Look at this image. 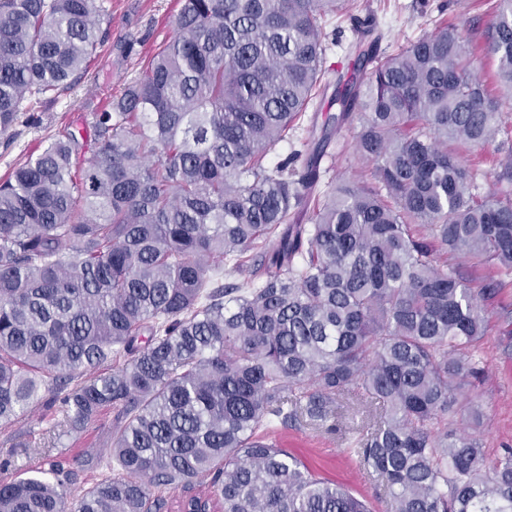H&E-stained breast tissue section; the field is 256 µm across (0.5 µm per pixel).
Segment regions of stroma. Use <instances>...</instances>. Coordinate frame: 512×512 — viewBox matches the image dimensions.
I'll return each instance as SVG.
<instances>
[{"mask_svg":"<svg viewBox=\"0 0 512 512\" xmlns=\"http://www.w3.org/2000/svg\"><path fill=\"white\" fill-rule=\"evenodd\" d=\"M440 0H358L360 14L374 15L382 34L380 48L391 53L432 32L441 21L466 22L474 45H481L488 22L485 0H452L445 12H438ZM179 0H112L109 37L88 70L62 92L59 101L41 115L39 124L19 122L0 134V178L6 177L29 155L38 153L64 125L81 127L91 113L119 96L125 83L139 78L146 62L174 34L173 20ZM356 127L342 130L332 146L333 158L324 188L339 181L367 175L369 165L355 151ZM491 323L480 343L482 373L470 380L463 392L480 409L478 422L468 423L470 433L479 438L488 461L512 447V281L506 282L490 306ZM66 421L62 408H36L29 417L0 427V459H10L15 471L26 472L44 466L47 459L63 456L74 459L77 473L69 487L76 495L94 482L96 471L90 457L106 452L112 433L113 413L103 411L84 431L60 432ZM362 416L353 412L347 427L325 432L309 426L289 428L280 433L281 443L298 454L320 476L344 484L374 512H384L377 480L364 471L352 453L355 429Z\"/></svg>","mask_w":512,"mask_h":512,"instance_id":"obj_1","label":"stroma"}]
</instances>
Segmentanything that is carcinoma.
Wrapping results in <instances>:
<instances>
[{
	"label": "carcinoma",
	"mask_w": 512,
	"mask_h": 512,
	"mask_svg": "<svg viewBox=\"0 0 512 512\" xmlns=\"http://www.w3.org/2000/svg\"><path fill=\"white\" fill-rule=\"evenodd\" d=\"M489 2L481 54L512 93V0ZM110 6L0 0L1 134L87 69ZM351 7L182 0L140 78L0 181V423L39 403L69 432L116 414L75 502L61 458L0 479V512H369L277 438L336 430L354 399L388 512H512V448L489 472L449 421L501 281L476 291L448 255L512 275V147L484 193L458 150L495 143L502 102L459 25L380 58L353 14L339 113L315 134L327 17ZM354 121L370 173L320 198Z\"/></svg>",
	"instance_id": "carcinoma-1"
}]
</instances>
